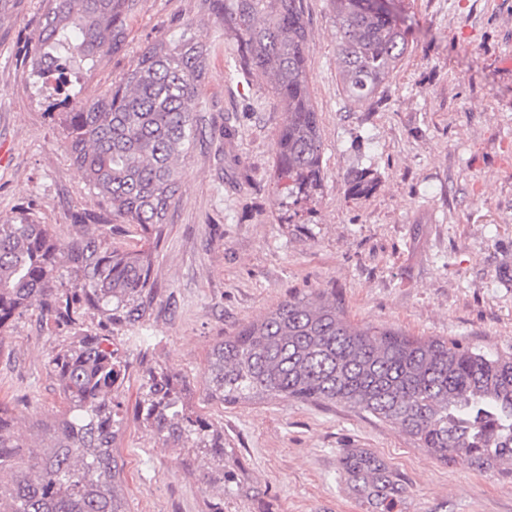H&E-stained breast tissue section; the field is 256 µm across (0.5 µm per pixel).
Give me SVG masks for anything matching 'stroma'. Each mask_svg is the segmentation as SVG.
<instances>
[{
  "label": "stroma",
  "mask_w": 512,
  "mask_h": 512,
  "mask_svg": "<svg viewBox=\"0 0 512 512\" xmlns=\"http://www.w3.org/2000/svg\"><path fill=\"white\" fill-rule=\"evenodd\" d=\"M312 101L323 140L318 202L281 222L274 179L283 112L265 77L235 67L233 40L206 0H139L127 39L65 92L34 73L41 0L0 5V217L24 209L61 237L83 233L76 212L104 201L70 161L61 114L133 68L141 50L200 25L209 60L204 126L233 129L216 162L209 143L181 167L153 277L150 316L117 323L128 370L117 396L123 426L120 494L128 512H375L354 495L344 451L374 453L403 485L395 512H512V472L446 462L357 409L276 398H208L214 345L288 296L335 289L361 325L455 338L512 353V0H404L408 52L367 106L352 104L336 61L327 0H304ZM375 177L353 197L347 178ZM0 343V396L21 434L61 404L48 367L61 337L37 308ZM144 337L135 347L129 336ZM179 378L191 411L224 436V480L204 486L209 456L158 443L142 408L148 369Z\"/></svg>",
  "instance_id": "1"
}]
</instances>
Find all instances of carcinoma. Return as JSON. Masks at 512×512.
Returning a JSON list of instances; mask_svg holds the SVG:
<instances>
[{"label":"carcinoma","instance_id":"carcinoma-1","mask_svg":"<svg viewBox=\"0 0 512 512\" xmlns=\"http://www.w3.org/2000/svg\"><path fill=\"white\" fill-rule=\"evenodd\" d=\"M138 0H42L37 73L93 68L126 41V19ZM224 32L236 43V64L268 77L284 112L274 177L280 208L315 201L324 187L322 138L312 102L303 0H213ZM336 24L338 61L348 98H375L409 46L410 28L378 0H328ZM208 47L189 24L157 40L103 94L65 113V147L108 214L97 232L64 239L26 213L0 220V344L14 316L37 304L67 336L51 351L64 412L43 425L51 439L33 480L14 475L0 512H126L114 483L123 463L112 445L123 422L117 389L126 364L112 323L146 318L156 294L154 252L181 186L180 165L201 130L197 115ZM375 181L359 174L349 191ZM135 225L148 248L112 245ZM67 273L60 287V270ZM105 327L86 334V312ZM205 384L223 404L267 397L343 404L396 427L445 461L512 471V354L492 353L452 338L359 326L347 319L336 292L292 295L243 324L212 349ZM143 405L159 440L171 448L212 453L214 478H224V436L182 402L175 374L149 371ZM28 444L0 400V471ZM352 490L394 512L402 492L379 457L348 451Z\"/></svg>","mask_w":512,"mask_h":512}]
</instances>
